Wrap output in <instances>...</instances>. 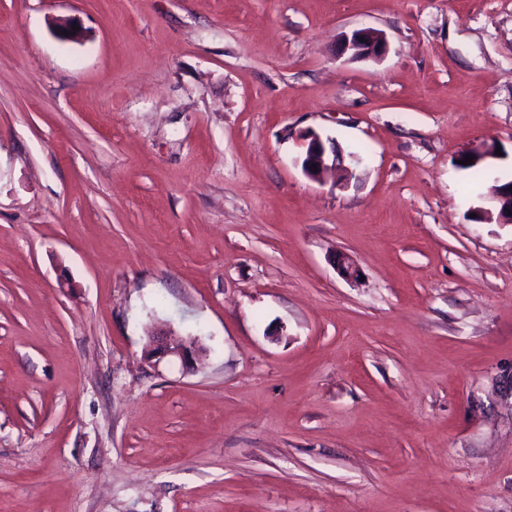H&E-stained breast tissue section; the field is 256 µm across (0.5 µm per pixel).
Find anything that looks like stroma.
Masks as SVG:
<instances>
[{"instance_id": "35a3bbf8", "label": "stroma", "mask_w": 512, "mask_h": 512, "mask_svg": "<svg viewBox=\"0 0 512 512\" xmlns=\"http://www.w3.org/2000/svg\"><path fill=\"white\" fill-rule=\"evenodd\" d=\"M511 179L512 0H0V512H512ZM341 49L344 52L352 51L355 58H379L387 51V43L383 34L377 30L358 29L343 37ZM305 151L301 158V167L307 177L318 180L327 170H338L346 179L353 176V171L345 165L344 154L336 147V143L329 142L327 148L323 140L316 133H306L302 138ZM316 164L317 169H313ZM512 180L501 184L494 197L501 224H512ZM152 344L147 350L148 354L163 353L178 357L184 363H193L196 356L202 350L199 341L196 338L181 339L171 341L168 336H153Z\"/></svg>"}]
</instances>
